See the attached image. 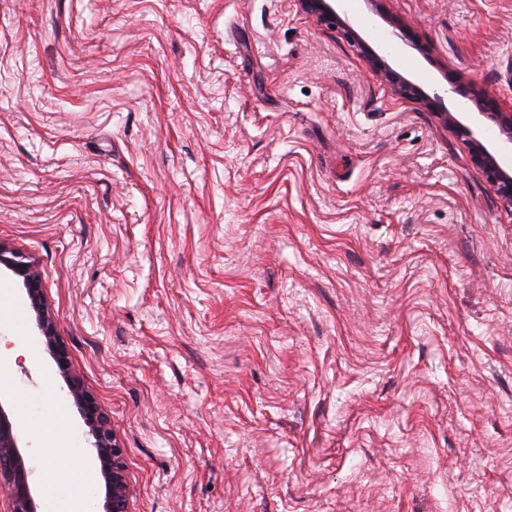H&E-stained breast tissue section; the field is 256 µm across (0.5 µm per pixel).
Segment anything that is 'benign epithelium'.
<instances>
[{"instance_id":"7a95c632","label":"benign epithelium","mask_w":512,"mask_h":512,"mask_svg":"<svg viewBox=\"0 0 512 512\" xmlns=\"http://www.w3.org/2000/svg\"><path fill=\"white\" fill-rule=\"evenodd\" d=\"M343 0H298L301 9L320 23L338 26L346 37L366 57L373 70L392 92L401 99L422 102L428 109L437 112L445 125L465 141L474 163L482 169L487 181L494 188L505 207L512 210V174L501 167L496 157L476 137L474 131L462 124L451 111L442 108L439 102L429 98L414 83L395 71L387 60L342 19L339 9ZM388 22L395 35L405 44L423 52L417 34L403 22L390 17ZM457 92L463 98L459 110H475L479 117L494 123L505 143L512 145V105L502 102L491 92L475 83L457 81ZM0 267L10 271L21 285L23 295L35 315L38 336L44 341L59 373L66 384V396L78 409L86 430L84 436L89 445V457L99 467L105 486L102 512H131L132 491L127 481L123 462L124 448L118 442L109 415L91 393L71 372L68 352L60 343L55 315L49 308L42 274L38 265L29 256L16 248L0 242ZM23 432L17 420L0 401V485H5L11 501L10 512H37L38 492L30 479L24 455Z\"/></svg>"}]
</instances>
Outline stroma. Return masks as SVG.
<instances>
[{
	"label": "stroma",
	"instance_id": "stroma-1",
	"mask_svg": "<svg viewBox=\"0 0 512 512\" xmlns=\"http://www.w3.org/2000/svg\"><path fill=\"white\" fill-rule=\"evenodd\" d=\"M384 7L345 14L426 93L512 101V0ZM0 241L131 512H512V210L297 0H0ZM0 286L40 358L0 393L40 415L64 381ZM2 266L21 285L35 315L37 335L55 361L66 384V396L78 409L87 428L83 434L89 445V457L98 465L106 490L102 512H131L132 491L125 473L124 450L113 432L109 415L97 397L71 372L68 352L59 341L55 315L47 303L38 265L23 252L0 242V272Z\"/></svg>",
	"mask_w": 512,
	"mask_h": 512
}]
</instances>
